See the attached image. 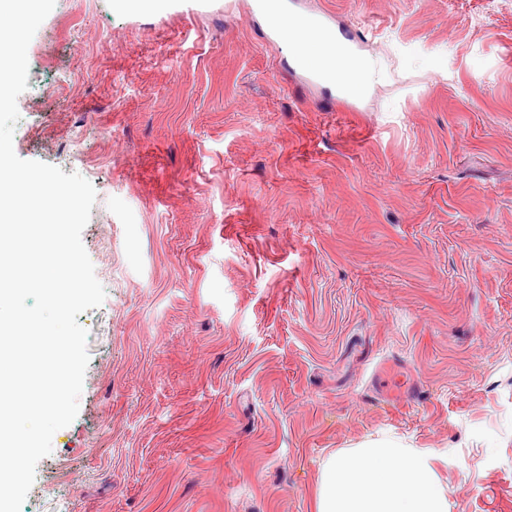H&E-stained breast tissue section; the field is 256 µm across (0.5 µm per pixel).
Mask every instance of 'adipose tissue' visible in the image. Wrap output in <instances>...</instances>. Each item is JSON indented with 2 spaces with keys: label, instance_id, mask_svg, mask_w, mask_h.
<instances>
[{
  "label": "adipose tissue",
  "instance_id": "adipose-tissue-1",
  "mask_svg": "<svg viewBox=\"0 0 512 512\" xmlns=\"http://www.w3.org/2000/svg\"><path fill=\"white\" fill-rule=\"evenodd\" d=\"M317 512H448V492L427 453L370 439L327 459Z\"/></svg>",
  "mask_w": 512,
  "mask_h": 512
}]
</instances>
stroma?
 I'll list each match as a JSON object with an SVG mask.
<instances>
[{"mask_svg":"<svg viewBox=\"0 0 512 512\" xmlns=\"http://www.w3.org/2000/svg\"><path fill=\"white\" fill-rule=\"evenodd\" d=\"M282 3L381 65L365 96L257 0H56L31 40L13 148L93 184L106 296L21 512H316L383 435L449 512H512V0ZM279 24L285 33L284 39L296 50L299 62L312 70L317 67L319 68L323 58H317L309 53L307 44L303 41L302 36L295 30L293 22L282 12L279 16Z\"/></svg>","mask_w":512,"mask_h":512,"instance_id":"obj_1","label":"stroma"}]
</instances>
